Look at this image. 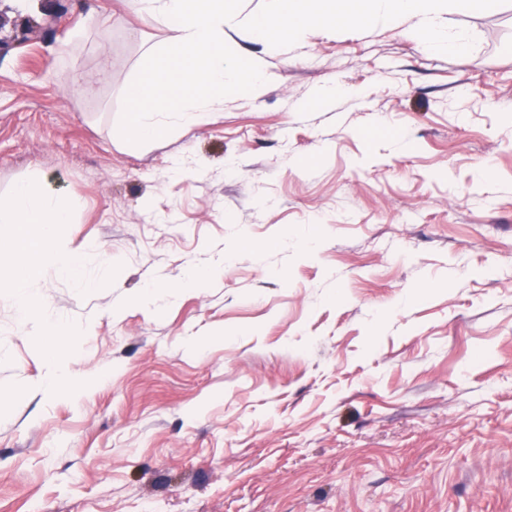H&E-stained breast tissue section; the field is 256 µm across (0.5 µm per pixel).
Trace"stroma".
Wrapping results in <instances>:
<instances>
[{"label": "stroma", "mask_w": 512, "mask_h": 512, "mask_svg": "<svg viewBox=\"0 0 512 512\" xmlns=\"http://www.w3.org/2000/svg\"><path fill=\"white\" fill-rule=\"evenodd\" d=\"M17 8L0 197L39 180L73 207L66 250L120 270L33 283L91 328L71 395L39 390L0 294V512H512V0L441 15L462 56L385 23L284 55L230 32L266 89L144 145L119 135L124 87L164 31L122 0Z\"/></svg>", "instance_id": "1"}]
</instances>
